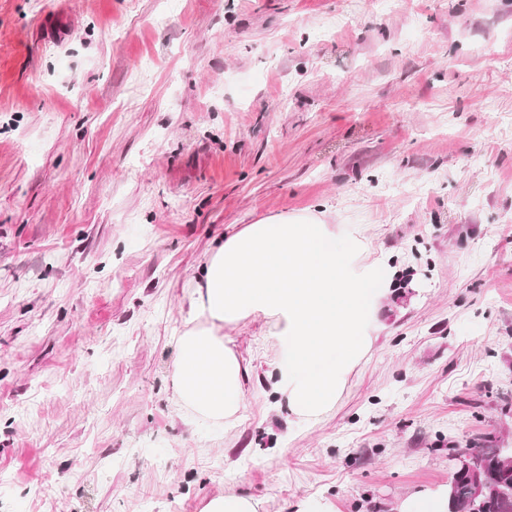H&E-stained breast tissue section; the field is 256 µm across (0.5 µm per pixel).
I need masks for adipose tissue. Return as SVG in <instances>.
Segmentation results:
<instances>
[{"instance_id":"obj_1","label":"adipose tissue","mask_w":512,"mask_h":512,"mask_svg":"<svg viewBox=\"0 0 512 512\" xmlns=\"http://www.w3.org/2000/svg\"><path fill=\"white\" fill-rule=\"evenodd\" d=\"M347 235L353 247L339 252L335 225L310 212L228 227L182 306L169 375L184 418L237 423L248 367L224 331L259 314L273 321L276 387L293 412L315 422L333 407L379 328L364 290L386 264L360 262L365 244L357 229Z\"/></svg>"}]
</instances>
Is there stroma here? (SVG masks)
I'll use <instances>...</instances> for the list:
<instances>
[{"label": "stroma", "instance_id": "1", "mask_svg": "<svg viewBox=\"0 0 512 512\" xmlns=\"http://www.w3.org/2000/svg\"><path fill=\"white\" fill-rule=\"evenodd\" d=\"M352 224L399 286L301 423L263 318L187 423L181 303L232 224ZM512 448V0H0V512H423ZM263 501L251 495L228 493L205 502L201 512H264Z\"/></svg>", "mask_w": 512, "mask_h": 512}]
</instances>
